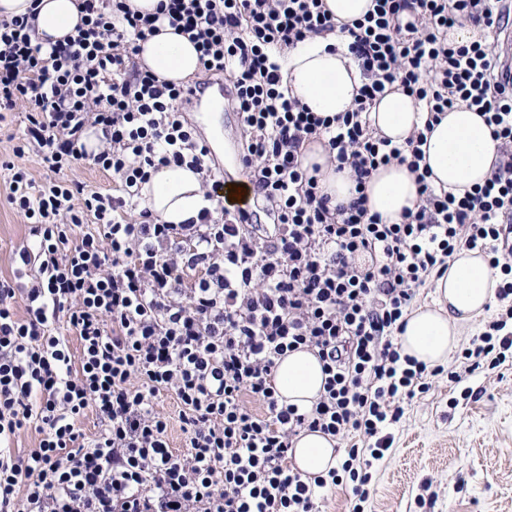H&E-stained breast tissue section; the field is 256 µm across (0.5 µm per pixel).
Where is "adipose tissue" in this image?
Masks as SVG:
<instances>
[{"label":"adipose tissue","mask_w":512,"mask_h":512,"mask_svg":"<svg viewBox=\"0 0 512 512\" xmlns=\"http://www.w3.org/2000/svg\"><path fill=\"white\" fill-rule=\"evenodd\" d=\"M79 23L77 0H43L36 18L43 40L76 36ZM137 60L159 79L176 83L192 77L201 66L195 44L166 23L160 25L158 34L142 42ZM275 61L282 86L323 117L346 112L363 82L357 62L332 33L306 39L277 54ZM369 119L378 135L401 144L415 129L424 127L427 114L402 91L393 89L377 101ZM423 150L429 183L459 198L485 182L499 157V143L481 114L463 107L443 115L428 133ZM302 163L306 169H317L320 190L332 204H345L355 197L350 172L337 171L322 142L307 146ZM365 195L370 213L380 214L383 223L398 224L405 213L417 208L420 186L407 164L392 162L373 172ZM137 201L139 209L164 224H196L216 208L215 200L206 195L201 174L185 165L154 169ZM499 282L484 254L457 249L447 272L433 282L432 305L407 315L398 334L402 353L429 367L445 364L458 346L461 327L477 322L496 303ZM324 378L318 357L299 349L279 360L274 381L279 395L303 410L320 397ZM339 457L336 440L321 432L304 430L294 439L293 463L303 476L327 474L337 467Z\"/></svg>","instance_id":"obj_1"}]
</instances>
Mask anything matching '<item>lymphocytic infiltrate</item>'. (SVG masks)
I'll use <instances>...</instances> for the list:
<instances>
[{
    "label": "lymphocytic infiltrate",
    "instance_id": "f902f5d3",
    "mask_svg": "<svg viewBox=\"0 0 512 512\" xmlns=\"http://www.w3.org/2000/svg\"><path fill=\"white\" fill-rule=\"evenodd\" d=\"M79 9L77 35L48 47L35 13L0 17V122L21 108L28 121L0 168L32 237L15 253L22 283L0 279V512H315L339 486L349 512H364L369 468L390 447L385 430L404 400L433 377L458 383L498 367L512 350V79L499 74L512 0H374L341 26L323 0H160L145 15L126 0H79ZM462 17L483 40L449 42ZM163 19L227 86L253 190L285 227L276 242L221 207L179 226L134 212L152 169L213 172L186 117L192 83L135 63ZM334 31L364 82L347 112L322 117L282 87L274 58ZM393 85L432 123L461 105L483 114L500 158L482 186L461 198L436 190L421 166L423 132L401 145L377 136L368 114ZM91 129L94 151L84 143ZM316 138L355 177L348 205L330 206L302 164ZM33 153L51 172L39 185L25 163ZM85 161L112 174L122 195L63 178ZM394 161L415 174L421 201L385 224L364 190ZM89 222L97 232L84 231ZM228 237L232 247L215 253L213 240ZM462 246L498 271L504 307L463 351L464 373L448 374L402 355L396 335L420 288ZM192 268L209 275L185 284ZM298 349L314 352L325 374L308 410L281 403L274 383L278 361ZM168 394L181 406L182 453L154 409ZM249 396L264 414L247 407ZM89 411L100 423L91 438L78 426ZM25 427L40 440L18 455L9 443ZM304 429L350 441L340 469L309 481L288 467Z\"/></svg>",
    "mask_w": 512,
    "mask_h": 512
}]
</instances>
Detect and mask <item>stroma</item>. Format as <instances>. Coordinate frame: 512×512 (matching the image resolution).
Listing matches in <instances>:
<instances>
[{
    "mask_svg": "<svg viewBox=\"0 0 512 512\" xmlns=\"http://www.w3.org/2000/svg\"><path fill=\"white\" fill-rule=\"evenodd\" d=\"M188 118L212 147L217 178L229 184L243 176L236 113L204 102ZM8 195L0 169V278L13 280L28 227ZM403 408L388 428L390 449L371 468L366 512H512L511 361L464 375L459 384L436 378Z\"/></svg>",
    "mask_w": 512,
    "mask_h": 512,
    "instance_id": "obj_1",
    "label": "stroma"
}]
</instances>
